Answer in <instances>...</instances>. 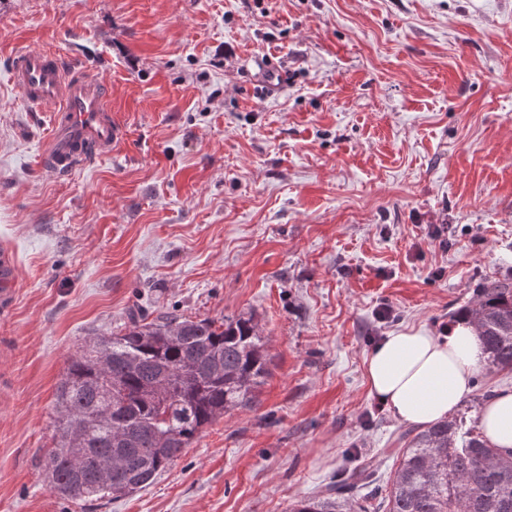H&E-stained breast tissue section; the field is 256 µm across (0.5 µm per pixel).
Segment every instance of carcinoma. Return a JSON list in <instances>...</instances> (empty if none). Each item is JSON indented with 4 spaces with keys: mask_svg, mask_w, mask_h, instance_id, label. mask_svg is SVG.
Instances as JSON below:
<instances>
[{
    "mask_svg": "<svg viewBox=\"0 0 512 512\" xmlns=\"http://www.w3.org/2000/svg\"><path fill=\"white\" fill-rule=\"evenodd\" d=\"M452 313L472 325L488 368L512 371V282H484ZM271 358L253 315L132 317L75 354L55 398L51 490L70 501L114 499L153 484L207 426L257 405ZM386 512H512V453L490 447L462 415L400 435ZM367 458L288 512H378L349 494L372 482Z\"/></svg>",
    "mask_w": 512,
    "mask_h": 512,
    "instance_id": "obj_1",
    "label": "carcinoma"
}]
</instances>
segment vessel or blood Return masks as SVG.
Returning <instances> with one entry per match:
<instances>
[{
    "label": "vessel or blood",
    "mask_w": 512,
    "mask_h": 512,
    "mask_svg": "<svg viewBox=\"0 0 512 512\" xmlns=\"http://www.w3.org/2000/svg\"><path fill=\"white\" fill-rule=\"evenodd\" d=\"M10 79L29 103L53 107L52 131L41 156L48 168L68 172L86 163L90 153L111 152L124 137L111 105V91L96 70H69L56 54L20 50ZM16 270L9 254L0 255V304H11Z\"/></svg>",
    "instance_id": "obj_1"
}]
</instances>
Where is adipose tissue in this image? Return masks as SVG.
<instances>
[{
	"label": "adipose tissue",
	"instance_id": "obj_1",
	"mask_svg": "<svg viewBox=\"0 0 512 512\" xmlns=\"http://www.w3.org/2000/svg\"><path fill=\"white\" fill-rule=\"evenodd\" d=\"M481 346L471 325L447 335L406 329L390 333L370 353L365 375L370 394L399 422L427 427L446 419L472 389L481 368ZM487 443L512 450V391L490 399L480 415Z\"/></svg>",
	"mask_w": 512,
	"mask_h": 512
}]
</instances>
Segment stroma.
Listing matches in <instances>:
<instances>
[{
  "label": "stroma",
  "mask_w": 512,
  "mask_h": 512,
  "mask_svg": "<svg viewBox=\"0 0 512 512\" xmlns=\"http://www.w3.org/2000/svg\"><path fill=\"white\" fill-rule=\"evenodd\" d=\"M19 48L97 70L125 142L45 167ZM3 250L0 512H287L353 452L385 488L406 426L366 358L512 278V0H0ZM135 304L254 314L271 374L145 490L65 500L58 383ZM16 282V270L12 257L7 252L0 256V305L12 304L13 293Z\"/></svg>",
  "instance_id": "obj_1"
}]
</instances>
